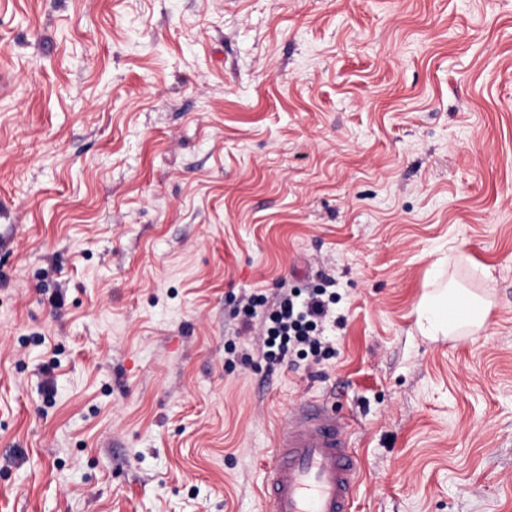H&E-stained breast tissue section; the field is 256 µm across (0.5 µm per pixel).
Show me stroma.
Here are the masks:
<instances>
[{
    "instance_id": "1",
    "label": "stroma",
    "mask_w": 512,
    "mask_h": 512,
    "mask_svg": "<svg viewBox=\"0 0 512 512\" xmlns=\"http://www.w3.org/2000/svg\"><path fill=\"white\" fill-rule=\"evenodd\" d=\"M284 285L318 374L241 329ZM311 398L354 512H512V0H0V512H267ZM448 305L459 310L455 321L448 320ZM488 314L482 297L462 288L444 287L426 295L415 308L416 324L424 336L450 335L459 326H483ZM330 303L335 304L334 297L326 299L323 290L304 295L298 290L289 295L283 293L263 321V359L270 363L288 362V356L296 352L303 357L310 354L319 363L324 344L319 327L329 316Z\"/></svg>"
}]
</instances>
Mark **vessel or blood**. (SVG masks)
I'll return each instance as SVG.
<instances>
[{
    "mask_svg": "<svg viewBox=\"0 0 512 512\" xmlns=\"http://www.w3.org/2000/svg\"><path fill=\"white\" fill-rule=\"evenodd\" d=\"M351 424L328 400L301 402L278 424L261 496L268 512H353L361 463Z\"/></svg>",
    "mask_w": 512,
    "mask_h": 512,
    "instance_id": "1",
    "label": "vessel or blood"
}]
</instances>
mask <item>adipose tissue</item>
Segmentation results:
<instances>
[{"label": "adipose tissue", "instance_id": "ef3b65f1", "mask_svg": "<svg viewBox=\"0 0 512 512\" xmlns=\"http://www.w3.org/2000/svg\"><path fill=\"white\" fill-rule=\"evenodd\" d=\"M487 314L482 297L455 287L426 295L415 309L418 328L433 337L449 335L459 325L482 327Z\"/></svg>", "mask_w": 512, "mask_h": 512}]
</instances>
